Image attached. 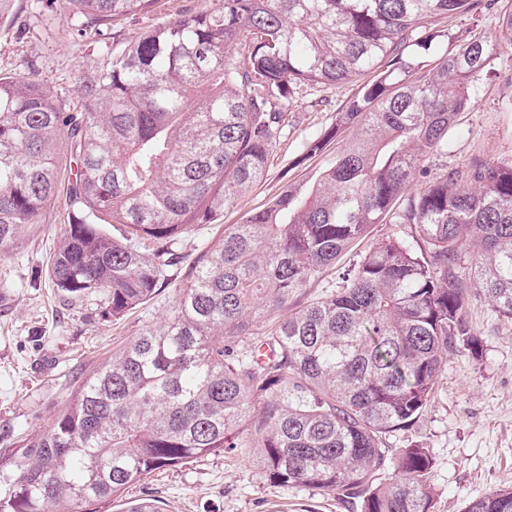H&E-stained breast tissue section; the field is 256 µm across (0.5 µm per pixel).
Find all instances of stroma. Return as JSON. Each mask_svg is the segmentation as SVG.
Masks as SVG:
<instances>
[{
	"label": "stroma",
	"instance_id": "stroma-1",
	"mask_svg": "<svg viewBox=\"0 0 512 512\" xmlns=\"http://www.w3.org/2000/svg\"><path fill=\"white\" fill-rule=\"evenodd\" d=\"M218 0H154L148 13L113 21L106 37H76L63 0H0V74L34 72L61 104L77 105L75 76L97 66L108 52L135 41L149 27L182 15L211 10ZM431 26L467 31L487 41L500 37L498 9L462 19L435 18ZM369 80L327 86L296 97L286 114L285 136L270 158L264 179L244 195L221 222L200 224L182 237L186 264L215 247L228 224H239L289 184L306 182L332 164L342 145L301 159L304 145L334 124L337 112ZM512 48L494 56L471 105L448 133L447 153L426 164L439 174L465 170L472 162L512 160ZM68 225L65 195H58L38 223L22 227L0 251V458L21 441L47 429L82 382L113 351L172 312L183 270L150 300L113 318L100 298L69 303L59 297L48 272ZM467 319L478 353L459 349L441 372L435 396L418 423L396 433L391 443L422 445L434 458L433 512H462L472 500L512 487V323L482 297H474ZM249 434L232 453H216L174 470H157L131 487V498L160 500L162 512H345L334 494L305 487L284 489L262 478L249 448Z\"/></svg>",
	"mask_w": 512,
	"mask_h": 512
}]
</instances>
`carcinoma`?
Listing matches in <instances>:
<instances>
[{
    "label": "carcinoma",
    "mask_w": 512,
    "mask_h": 512,
    "mask_svg": "<svg viewBox=\"0 0 512 512\" xmlns=\"http://www.w3.org/2000/svg\"><path fill=\"white\" fill-rule=\"evenodd\" d=\"M151 4L66 9L79 36H102ZM477 5L220 0L79 72L77 112L31 72L0 76V248L55 198L66 138L78 171L51 280L65 300L99 295L117 317L167 283L194 225L216 223L263 178L297 89L373 73L303 155L349 129L356 141L308 186L224 225L162 327L112 353L48 430L0 461V512H83L156 470L232 452L244 426L271 483L332 492L352 512H431L430 450L399 451L387 436L419 420L448 354L476 347L471 292L512 322V162L436 176L425 165L512 47L509 8L500 42L448 31L446 51L420 67L440 37L432 19ZM386 220L410 231L368 248L331 294L295 302ZM464 512H512V489Z\"/></svg>",
    "instance_id": "1"
}]
</instances>
